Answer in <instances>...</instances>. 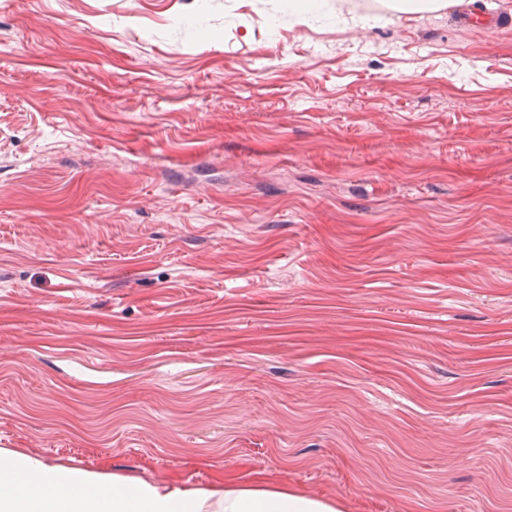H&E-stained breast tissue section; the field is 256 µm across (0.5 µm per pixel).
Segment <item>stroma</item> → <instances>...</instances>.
Returning <instances> with one entry per match:
<instances>
[{"label": "stroma", "mask_w": 512, "mask_h": 512, "mask_svg": "<svg viewBox=\"0 0 512 512\" xmlns=\"http://www.w3.org/2000/svg\"><path fill=\"white\" fill-rule=\"evenodd\" d=\"M0 0V448L337 512H512V0ZM478 12L466 14L465 17L460 18V22L467 28H482L486 30H496L500 25L504 24V20L499 15L485 13L479 9Z\"/></svg>", "instance_id": "35a3bbf8"}]
</instances>
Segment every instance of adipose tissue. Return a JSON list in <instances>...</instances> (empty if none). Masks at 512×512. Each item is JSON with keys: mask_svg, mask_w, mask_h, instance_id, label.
Listing matches in <instances>:
<instances>
[{"mask_svg": "<svg viewBox=\"0 0 512 512\" xmlns=\"http://www.w3.org/2000/svg\"><path fill=\"white\" fill-rule=\"evenodd\" d=\"M0 512H336L326 500L285 488H199L51 465L0 450Z\"/></svg>", "mask_w": 512, "mask_h": 512, "instance_id": "obj_1", "label": "adipose tissue"}]
</instances>
